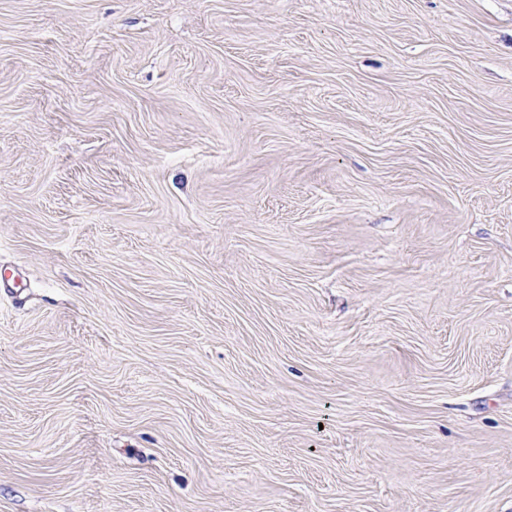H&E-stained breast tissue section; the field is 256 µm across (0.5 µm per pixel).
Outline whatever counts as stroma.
I'll return each mask as SVG.
<instances>
[{"instance_id":"35a3bbf8","label":"stroma","mask_w":512,"mask_h":512,"mask_svg":"<svg viewBox=\"0 0 512 512\" xmlns=\"http://www.w3.org/2000/svg\"><path fill=\"white\" fill-rule=\"evenodd\" d=\"M0 512H512V0H0Z\"/></svg>"}]
</instances>
